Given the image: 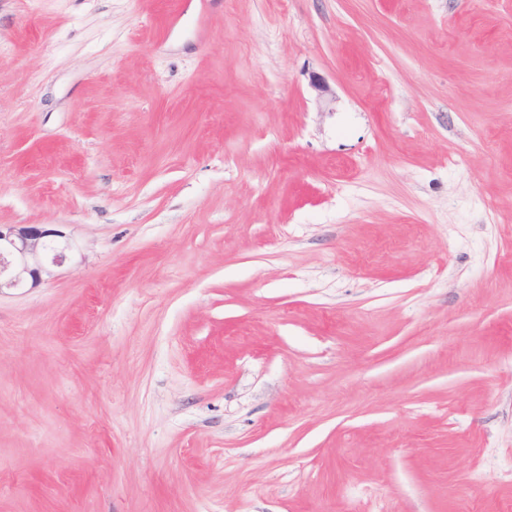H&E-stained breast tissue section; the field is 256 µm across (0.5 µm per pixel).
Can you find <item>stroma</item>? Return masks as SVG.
Returning a JSON list of instances; mask_svg holds the SVG:
<instances>
[{"instance_id":"35a3bbf8","label":"stroma","mask_w":512,"mask_h":512,"mask_svg":"<svg viewBox=\"0 0 512 512\" xmlns=\"http://www.w3.org/2000/svg\"><path fill=\"white\" fill-rule=\"evenodd\" d=\"M0 224V512H512V0H0ZM50 242H58L61 249L51 252ZM77 248L61 230L37 224H0V291L20 288L28 278L36 285L42 273H49L50 266H62Z\"/></svg>"}]
</instances>
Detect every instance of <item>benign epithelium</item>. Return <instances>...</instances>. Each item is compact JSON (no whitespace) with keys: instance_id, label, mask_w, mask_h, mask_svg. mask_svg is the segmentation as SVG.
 I'll use <instances>...</instances> for the list:
<instances>
[{"instance_id":"1","label":"benign epithelium","mask_w":512,"mask_h":512,"mask_svg":"<svg viewBox=\"0 0 512 512\" xmlns=\"http://www.w3.org/2000/svg\"><path fill=\"white\" fill-rule=\"evenodd\" d=\"M76 250L61 230L0 224V290L39 283L49 267L63 265Z\"/></svg>"}]
</instances>
